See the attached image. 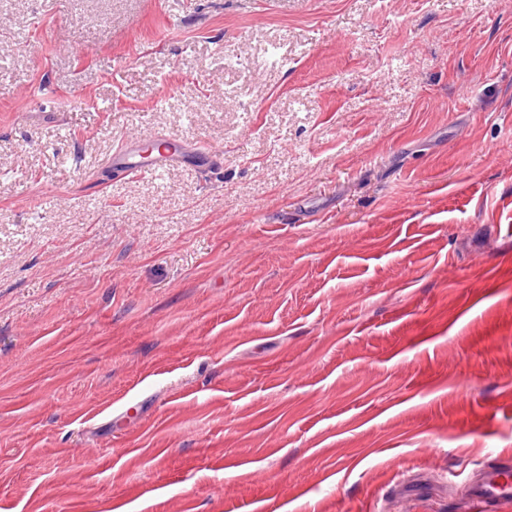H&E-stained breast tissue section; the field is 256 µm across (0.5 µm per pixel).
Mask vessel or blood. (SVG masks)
<instances>
[{
    "label": "vessel or blood",
    "mask_w": 512,
    "mask_h": 512,
    "mask_svg": "<svg viewBox=\"0 0 512 512\" xmlns=\"http://www.w3.org/2000/svg\"><path fill=\"white\" fill-rule=\"evenodd\" d=\"M217 162L214 153L189 151L176 142L154 148L146 138L131 141L114 158L115 168L129 175L162 173L179 163L207 169ZM464 499L471 512H492L495 507L511 503L512 458L501 456L486 463L467 485Z\"/></svg>",
    "instance_id": "b4317fda"
}]
</instances>
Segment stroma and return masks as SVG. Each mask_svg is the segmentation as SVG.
I'll return each instance as SVG.
<instances>
[{"mask_svg":"<svg viewBox=\"0 0 512 512\" xmlns=\"http://www.w3.org/2000/svg\"><path fill=\"white\" fill-rule=\"evenodd\" d=\"M508 452L512 0H0V512H465ZM153 142L151 138L132 140L114 157L115 168L128 175L154 174L165 172L179 163H191L207 169L218 162L213 152L187 151L183 144L176 142H164V145L152 149L149 145Z\"/></svg>","mask_w":512,"mask_h":512,"instance_id":"obj_1","label":"stroma"}]
</instances>
